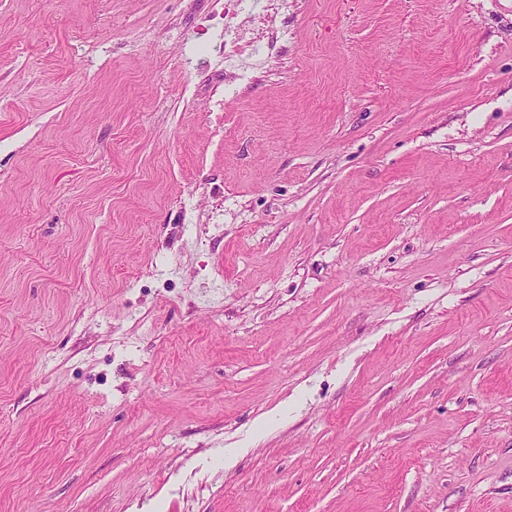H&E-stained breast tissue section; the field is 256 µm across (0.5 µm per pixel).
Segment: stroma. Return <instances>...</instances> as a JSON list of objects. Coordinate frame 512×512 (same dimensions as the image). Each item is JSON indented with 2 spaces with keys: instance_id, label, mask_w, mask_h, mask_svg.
<instances>
[{
  "instance_id": "1",
  "label": "stroma",
  "mask_w": 512,
  "mask_h": 512,
  "mask_svg": "<svg viewBox=\"0 0 512 512\" xmlns=\"http://www.w3.org/2000/svg\"><path fill=\"white\" fill-rule=\"evenodd\" d=\"M213 7L0 0V512H512V0ZM246 46L245 51H236L232 47H227L224 41V75L233 76L235 81L245 82L250 78L249 67L244 64L245 60L266 61L269 58V52L259 43H251ZM247 55L244 57L243 55Z\"/></svg>"
}]
</instances>
